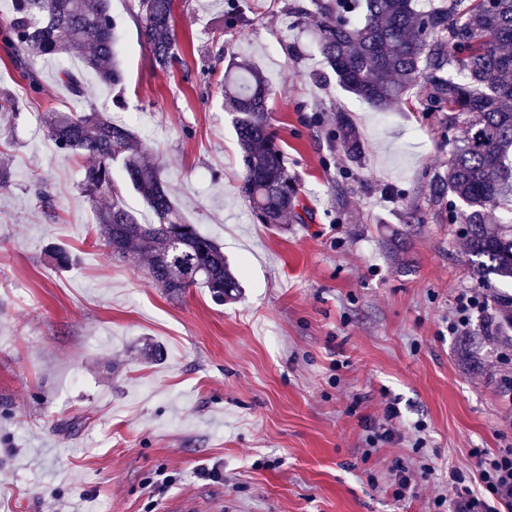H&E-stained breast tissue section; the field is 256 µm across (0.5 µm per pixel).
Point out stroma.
Masks as SVG:
<instances>
[{"instance_id": "obj_1", "label": "stroma", "mask_w": 512, "mask_h": 512, "mask_svg": "<svg viewBox=\"0 0 512 512\" xmlns=\"http://www.w3.org/2000/svg\"><path fill=\"white\" fill-rule=\"evenodd\" d=\"M300 0H173L181 65L163 71L144 45L137 0H112L124 82L83 81L100 111L135 130L161 165L183 218L214 238L244 296L217 304L204 288L178 300L144 261L95 243L80 186L85 158L59 155L48 112L81 108L38 63L41 90L0 46V512H163L178 496L224 512H434L454 500L449 469L472 449L512 443V362L495 323L474 316L479 369L446 320L472 280L458 225L429 200L448 168L446 115L419 94L382 113L329 77L299 16ZM263 74L270 121L303 189L308 223H253L237 186L232 117L216 84L232 58ZM348 113L364 144L352 162L332 136ZM53 198L54 219L36 189ZM425 223H407L412 210ZM410 248L389 256L385 226ZM66 248L54 269L44 251ZM397 401L400 440L369 451L365 418ZM426 423L415 447L411 424ZM414 469L417 495L394 500L390 468ZM168 486H161L162 477Z\"/></svg>"}]
</instances>
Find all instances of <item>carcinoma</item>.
Segmentation results:
<instances>
[{"label":"carcinoma","instance_id":"carcinoma-1","mask_svg":"<svg viewBox=\"0 0 512 512\" xmlns=\"http://www.w3.org/2000/svg\"><path fill=\"white\" fill-rule=\"evenodd\" d=\"M112 0H12L0 16V41L12 51L29 91L40 82L31 65L45 57L76 55L98 81L116 87L123 71L116 55ZM140 31L155 65L177 61L173 0H138ZM307 14L317 49L338 86L387 111L420 89L429 107L448 113L455 147L448 170L430 184L432 201L445 204L448 223L461 225L471 277L512 283V0H448L428 11L415 0H309ZM60 81L84 98V83L70 70ZM241 153L238 192L258 224L311 219L301 188L288 175L286 156L268 116L270 87L245 60L231 63L218 82ZM61 154L92 161L84 169L87 201L97 237L114 258L138 255L151 282L172 297L206 288L224 303L242 286L216 241L181 216L159 166L149 165L130 126L93 105L44 118ZM340 144L353 162L364 149L345 112L336 113ZM120 164L127 182L154 216L143 224L124 204L113 176ZM403 230L385 240L391 254L407 248Z\"/></svg>","mask_w":512,"mask_h":512}]
</instances>
